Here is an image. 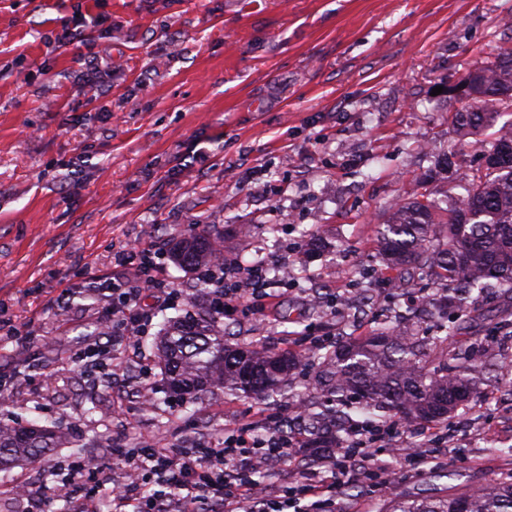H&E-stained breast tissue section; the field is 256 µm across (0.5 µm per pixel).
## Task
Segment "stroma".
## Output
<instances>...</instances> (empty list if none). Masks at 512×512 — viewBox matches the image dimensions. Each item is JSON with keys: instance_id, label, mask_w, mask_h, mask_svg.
<instances>
[{"instance_id": "35a3bbf8", "label": "stroma", "mask_w": 512, "mask_h": 512, "mask_svg": "<svg viewBox=\"0 0 512 512\" xmlns=\"http://www.w3.org/2000/svg\"><path fill=\"white\" fill-rule=\"evenodd\" d=\"M76 40L58 43L63 28ZM512 40V0H0V366L20 365L0 423L50 424L70 441L38 462L0 472V512L17 479L48 512H81L62 480L95 451L88 474L96 512L125 458L152 438L167 448L220 446L224 428L259 411L289 412L315 372L265 401L216 388L170 396L156 364L167 318L210 309L194 272L166 264L175 290L134 345L95 332L112 308L105 286L131 244L171 243L208 227L242 268L287 264L288 281L260 314L224 319L233 343L281 351L362 336L397 308L378 257L390 206L451 152L481 162L452 123L464 83ZM327 248L296 253L309 234ZM68 299V322L55 315ZM501 299L479 296L474 331L431 347L483 346L479 394L448 417L447 442L414 472L383 443L385 470L340 488L334 512H390L398 498L482 489L512 472V324ZM107 345L105 369L82 355ZM150 389L155 409L140 406ZM99 409L87 415L90 397Z\"/></svg>"}]
</instances>
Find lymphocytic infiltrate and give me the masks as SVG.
<instances>
[{"mask_svg":"<svg viewBox=\"0 0 512 512\" xmlns=\"http://www.w3.org/2000/svg\"><path fill=\"white\" fill-rule=\"evenodd\" d=\"M131 254L139 266L132 279L113 281L112 319L100 329L101 335L129 341L142 336L151 323L140 303L141 290H155L161 302L170 295L160 273L159 244L139 242ZM199 274L213 287L210 306L216 313L244 303L254 306L268 297L266 269L255 266L244 276L232 277L223 253L201 265ZM372 444L364 429L353 426L342 447L319 449L315 467L302 476L298 512H323L324 505L335 502L343 477L352 469L366 476L378 471ZM308 445L304 432H281L275 416L263 413L235 423L218 448L174 451L145 442L139 460L128 465L127 479L112 482V512H195L198 503L208 501L217 503L221 512H278L280 490L259 496L250 473L292 461L297 449Z\"/></svg>","mask_w":512,"mask_h":512,"instance_id":"f902f5d3","label":"lymphocytic infiltrate"}]
</instances>
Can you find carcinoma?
Returning a JSON list of instances; mask_svg holds the SVG:
<instances>
[{
  "label": "carcinoma",
  "mask_w": 512,
  "mask_h": 512,
  "mask_svg": "<svg viewBox=\"0 0 512 512\" xmlns=\"http://www.w3.org/2000/svg\"><path fill=\"white\" fill-rule=\"evenodd\" d=\"M468 80L473 102L455 112L454 124L460 135L478 139L483 167L461 178L465 196H449L443 206L425 193L391 207L379 246L390 270L434 271L442 280L440 310H456L462 322L470 310L458 290L481 291L494 279L512 291V119L499 123L503 114L512 116V44H501L495 60ZM488 131L491 140H479ZM438 212L446 216L442 226L435 221ZM211 251L210 235L193 230L178 243L174 259L195 266ZM191 324L188 330L175 321L160 336L157 365L169 392L181 396L221 386L267 399L307 364L315 370L316 388L336 399L319 412L307 409L309 424L332 422L338 440L353 412L382 408L408 423L444 419L477 393L483 368L476 349L453 364H431L416 325L388 317L369 335L348 336L303 360L287 351L232 346L224 323L210 312ZM65 440L52 426L0 425V470L35 462ZM392 512H512V479L434 499H401Z\"/></svg>",
  "instance_id": "obj_1"
}]
</instances>
